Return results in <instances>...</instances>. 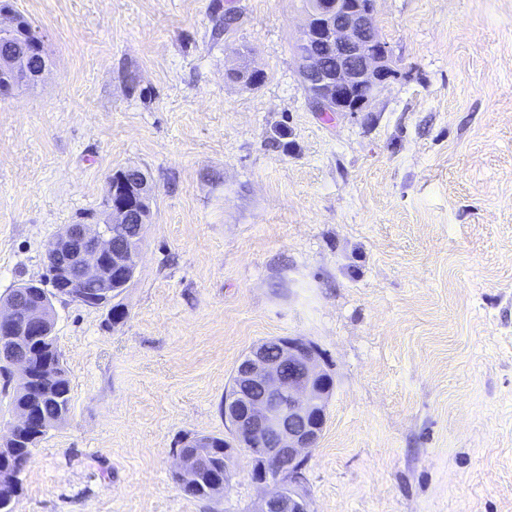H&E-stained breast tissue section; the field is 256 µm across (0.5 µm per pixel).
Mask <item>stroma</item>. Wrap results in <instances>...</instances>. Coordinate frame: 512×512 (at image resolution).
I'll return each instance as SVG.
<instances>
[{
  "mask_svg": "<svg viewBox=\"0 0 512 512\" xmlns=\"http://www.w3.org/2000/svg\"><path fill=\"white\" fill-rule=\"evenodd\" d=\"M7 2L50 69L0 99V297L116 171L155 187L124 320L54 302L71 408L13 512H251L245 448L207 501L174 452L233 441L224 391L277 336L334 380L311 512H512V0H379L397 75L354 116L300 81L303 0Z\"/></svg>",
  "mask_w": 512,
  "mask_h": 512,
  "instance_id": "1",
  "label": "stroma"
}]
</instances>
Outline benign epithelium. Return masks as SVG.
<instances>
[{
	"mask_svg": "<svg viewBox=\"0 0 512 512\" xmlns=\"http://www.w3.org/2000/svg\"><path fill=\"white\" fill-rule=\"evenodd\" d=\"M378 0H311L297 41L299 76L319 112H366L377 94L397 75L388 42L379 32ZM21 18L0 12V96L39 83L49 69L45 35L29 27L18 33ZM317 39L334 57L323 66L305 49ZM108 182L102 217L95 224H68L45 252L56 296L102 305L112 300L135 276L153 197L147 176L134 167ZM42 300L27 294L0 298V364L23 382L29 400L40 398L56 379L46 363L36 364L30 343L50 335L55 322L51 293L39 288ZM332 376L322 367L319 351L293 336L275 337L252 346L235 367L224 393V422L238 438L255 435L254 452L264 462L256 480L266 492L252 512H310L296 487L303 480L308 453L326 425ZM4 447L41 435L47 423L31 408L13 411ZM181 487L196 483L197 464L177 455ZM288 469V483L278 474Z\"/></svg>",
	"mask_w": 512,
	"mask_h": 512,
	"instance_id": "7a95c632",
	"label": "benign epithelium"
}]
</instances>
